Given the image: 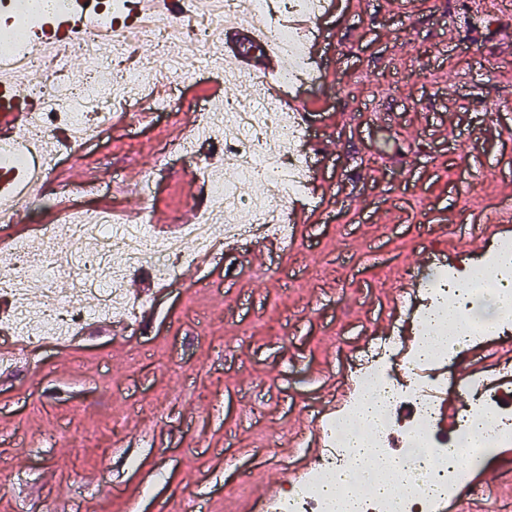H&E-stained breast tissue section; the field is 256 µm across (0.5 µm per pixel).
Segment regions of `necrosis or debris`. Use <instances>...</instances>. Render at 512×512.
<instances>
[{
  "instance_id": "necrosis-or-debris-1",
  "label": "necrosis or debris",
  "mask_w": 512,
  "mask_h": 512,
  "mask_svg": "<svg viewBox=\"0 0 512 512\" xmlns=\"http://www.w3.org/2000/svg\"><path fill=\"white\" fill-rule=\"evenodd\" d=\"M82 8L95 15L93 28L81 30L61 50L43 57L18 54L14 64L17 71L38 69L44 74L42 82L31 84L30 93L44 101L46 108L19 131L28 148L17 153L13 164L14 170L31 181L43 173L39 144L59 121H67L88 140L107 127L112 102L124 97L135 82L160 78L173 85L185 79L168 51L174 29L163 19L143 16L138 0H87ZM322 8V0H251L247 5L242 0H208L206 9L189 17L187 24L195 50L212 63L218 20L245 16L262 21L265 40L288 54L279 80L292 89L314 85L318 73L307 51L306 34L279 24L277 18L288 15L312 20ZM129 24L137 28L136 39L155 47L134 71L112 64L132 42L125 30ZM72 55L80 56L86 65L84 80L78 84L61 78ZM211 71L220 75L224 68L212 63ZM246 82L252 89L251 103L227 98L220 111L199 115L201 126H224V170L219 175L204 170L209 199L194 207L193 220L180 225L174 235L160 237L151 224H120L113 214L87 209L79 200V189L71 186L51 204L65 220L66 235H58L55 225L42 224L35 237L9 242L0 249V265L15 271L13 278L0 280V294L9 301L8 307L0 310L1 335L28 351L70 343L90 317L133 320L139 302L128 296L125 285L136 272L148 270L171 283L179 278L182 266L223 243L236 241L244 246L261 235L287 238L288 202L312 187L313 168L301 149L308 129L280 109L262 78L250 76ZM243 181L264 183V195L242 196L238 185ZM244 211L250 215L246 223L239 220ZM55 279L71 281L67 296H57L51 286ZM458 360V354L444 346L426 360L411 354L404 363L405 380L401 383L387 376L381 356L356 370L358 389L374 383L386 394L384 428L375 437L381 457L401 458L410 464L425 458L437 462L451 448L462 449L470 457L483 456L512 441V397L488 381L475 383L474 388L479 412L497 423L494 436L481 444L471 443L472 416L468 413L462 415L454 434L437 429L435 397L443 393L444 385L427 365L433 362L449 367ZM345 428L341 418L327 421L326 450L317 456L309 474L289 483L276 512H332L322 486L333 472L345 468ZM469 474L463 466L449 472L445 491L438 497L402 488L381 497L363 489L361 512H441L444 500L457 494Z\"/></svg>"
}]
</instances>
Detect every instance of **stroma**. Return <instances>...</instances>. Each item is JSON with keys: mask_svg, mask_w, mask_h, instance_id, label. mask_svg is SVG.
Here are the masks:
<instances>
[{"mask_svg": "<svg viewBox=\"0 0 512 512\" xmlns=\"http://www.w3.org/2000/svg\"><path fill=\"white\" fill-rule=\"evenodd\" d=\"M315 29L314 210L286 242L184 266L176 284L132 276L148 320H93L0 371V512H248L309 469L312 418L347 409L364 351L403 331L400 271L468 267L512 237V13L340 0ZM202 95L101 132L65 174H160L157 210L177 223L190 186L156 144ZM482 469L481 512H512V461L495 449Z\"/></svg>", "mask_w": 512, "mask_h": 512, "instance_id": "obj_1", "label": "stroma"}]
</instances>
